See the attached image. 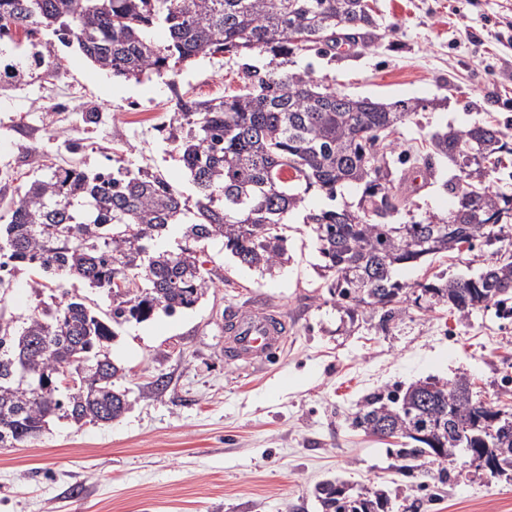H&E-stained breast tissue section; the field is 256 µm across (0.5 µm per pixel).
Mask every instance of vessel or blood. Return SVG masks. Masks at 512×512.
<instances>
[{"label": "vessel or blood", "instance_id": "vessel-or-blood-1", "mask_svg": "<svg viewBox=\"0 0 512 512\" xmlns=\"http://www.w3.org/2000/svg\"><path fill=\"white\" fill-rule=\"evenodd\" d=\"M287 334L273 309L252 308L237 319L225 322L224 342L237 359L255 363L276 354Z\"/></svg>", "mask_w": 512, "mask_h": 512}]
</instances>
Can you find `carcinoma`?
Segmentation results:
<instances>
[{"mask_svg": "<svg viewBox=\"0 0 512 512\" xmlns=\"http://www.w3.org/2000/svg\"><path fill=\"white\" fill-rule=\"evenodd\" d=\"M163 23L167 44L146 32ZM377 21L369 0H0V41L21 29L33 37L50 30L83 54L127 80L171 69L219 52L267 51L286 64L315 50L326 55L352 40L374 44ZM247 82L233 96L177 98L188 125L174 138L179 160L192 176L194 205L164 178L130 171L89 174L58 169L28 182L0 225L1 272L26 266L65 272L112 294L104 318L83 299L62 292L34 311L25 326L0 313V448L39 439L53 419L75 425L110 423L130 401L119 381L123 369L106 360L114 325L171 316L195 306L209 289L198 251L189 246L221 239L248 268L270 271L287 254L289 214L316 189L336 199L337 189L362 184L356 206L311 210L304 224L314 235L331 296L349 306L383 304L400 314L406 286L393 279L399 265L429 256L472 251L478 243L512 246V191L489 176L512 167V144L494 124L451 128L430 137L423 167L446 159L458 171L446 187L457 198L448 216L427 215L391 224L407 199L393 192L408 171L393 167L391 136L418 112L420 102L385 103L350 97L321 86L308 71H260L245 66ZM429 300L446 302L466 318L478 303L512 315V256L475 275L441 284L419 283ZM84 358L97 390L79 393L60 385L48 396L19 383L25 371L38 381ZM464 376L440 384L424 400L418 384L369 397L355 423L384 437L395 430L409 440L401 460L426 462L438 449L485 448L484 469L497 477L512 471V412L472 399ZM322 512H387V500L353 499L337 486L316 489Z\"/></svg>", "mask_w": 512, "mask_h": 512, "instance_id": "cac0c4a2", "label": "carcinoma"}]
</instances>
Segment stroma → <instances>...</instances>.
Instances as JSON below:
<instances>
[{
	"mask_svg": "<svg viewBox=\"0 0 512 512\" xmlns=\"http://www.w3.org/2000/svg\"><path fill=\"white\" fill-rule=\"evenodd\" d=\"M378 40L330 59L309 51L289 72L383 102L419 99L426 107L400 127L409 156L426 153L434 132L493 123L512 136V0H370ZM51 32L18 35L0 52V216L29 179L62 167L157 174L195 195L172 136L184 135L174 96L212 99L238 89L245 65L269 54H216L140 81H101L77 44H55L44 64L34 52ZM441 186L417 190L396 220L447 214ZM287 260L272 273L237 264L222 242L205 245L211 288L193 308L125 322L111 344L124 368L131 407L108 424L52 421L34 443L0 448V512H321L319 482L350 495L384 494L389 512H512V477L493 478L469 457L402 467L397 438L353 424L365 397L428 378L467 376L481 401L512 409V316L478 308L458 319L447 306L408 303L405 314L354 310L328 293L322 258L302 211L285 231ZM470 252L396 269L413 285L475 274ZM18 269L6 313L23 322L61 291L108 310L106 292L74 278ZM265 304L288 323L283 352L249 364L224 354V318ZM161 396L148 393L157 377Z\"/></svg>",
	"mask_w": 512,
	"mask_h": 512,
	"instance_id": "1",
	"label": "stroma"
}]
</instances>
